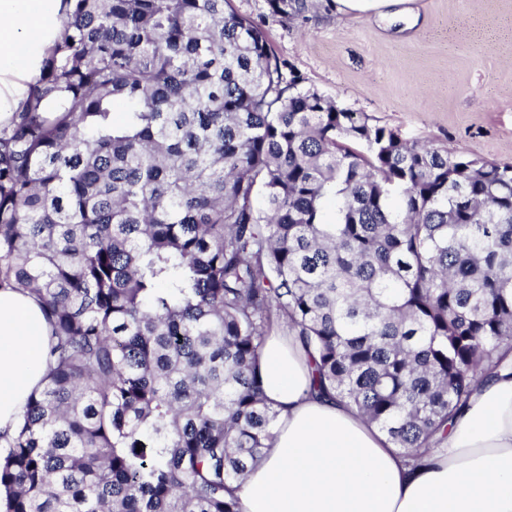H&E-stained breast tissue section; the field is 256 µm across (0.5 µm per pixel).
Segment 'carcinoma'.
I'll return each instance as SVG.
<instances>
[{
    "mask_svg": "<svg viewBox=\"0 0 512 512\" xmlns=\"http://www.w3.org/2000/svg\"><path fill=\"white\" fill-rule=\"evenodd\" d=\"M66 2L0 128V288L51 327L9 512H240L275 327L419 459L512 353V163L336 111L230 0Z\"/></svg>",
    "mask_w": 512,
    "mask_h": 512,
    "instance_id": "cac0c4a2",
    "label": "carcinoma"
}]
</instances>
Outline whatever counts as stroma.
I'll return each mask as SVG.
<instances>
[{
    "mask_svg": "<svg viewBox=\"0 0 512 512\" xmlns=\"http://www.w3.org/2000/svg\"><path fill=\"white\" fill-rule=\"evenodd\" d=\"M230 4L325 98L405 140L512 162V0H416L407 40L394 19H337L334 0L285 15L269 0Z\"/></svg>",
    "mask_w": 512,
    "mask_h": 512,
    "instance_id": "35a3bbf8",
    "label": "stroma"
}]
</instances>
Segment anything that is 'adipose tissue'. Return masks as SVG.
Here are the masks:
<instances>
[{
    "label": "adipose tissue",
    "mask_w": 512,
    "mask_h": 512,
    "mask_svg": "<svg viewBox=\"0 0 512 512\" xmlns=\"http://www.w3.org/2000/svg\"><path fill=\"white\" fill-rule=\"evenodd\" d=\"M414 0H336L338 18L406 19ZM63 0H0V123L41 68ZM39 300L0 289V436L11 437L46 372ZM265 396L280 412L269 448L240 482L241 512H512V368L479 381L448 434L420 460L345 404L311 394L309 355L273 330L261 353Z\"/></svg>",
    "instance_id": "adipose-tissue-1"
}]
</instances>
